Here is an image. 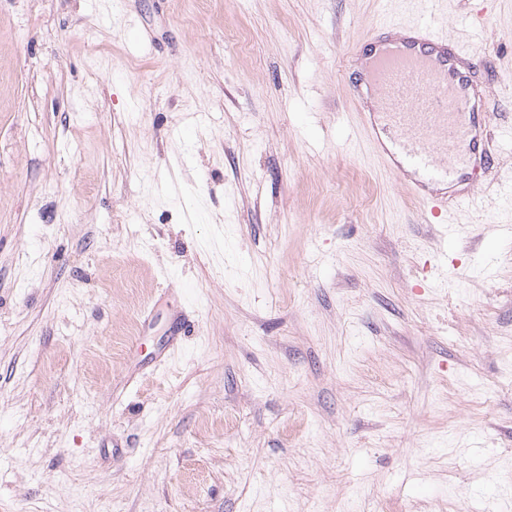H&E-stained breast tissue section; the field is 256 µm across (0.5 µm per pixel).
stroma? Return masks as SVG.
Instances as JSON below:
<instances>
[{
    "mask_svg": "<svg viewBox=\"0 0 512 512\" xmlns=\"http://www.w3.org/2000/svg\"><path fill=\"white\" fill-rule=\"evenodd\" d=\"M384 9L0 0V512H512V199L372 155ZM441 24L512 176V0Z\"/></svg>",
    "mask_w": 512,
    "mask_h": 512,
    "instance_id": "35a3bbf8",
    "label": "stroma"
}]
</instances>
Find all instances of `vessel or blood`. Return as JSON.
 <instances>
[{
  "mask_svg": "<svg viewBox=\"0 0 512 512\" xmlns=\"http://www.w3.org/2000/svg\"><path fill=\"white\" fill-rule=\"evenodd\" d=\"M362 37L349 80L355 101L377 93L367 123L382 165L422 207L428 222L454 223L482 198L478 180L496 171L491 99L477 61L440 24V0H402Z\"/></svg>",
  "mask_w": 512,
  "mask_h": 512,
  "instance_id": "1",
  "label": "vessel or blood"
}]
</instances>
